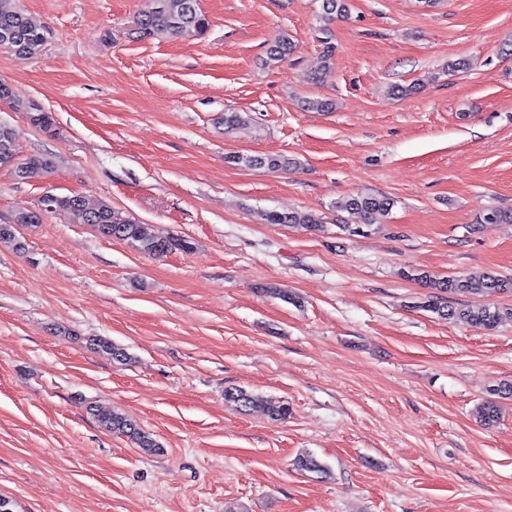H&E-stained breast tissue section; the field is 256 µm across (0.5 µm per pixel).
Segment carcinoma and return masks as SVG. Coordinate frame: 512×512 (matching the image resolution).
<instances>
[{"mask_svg":"<svg viewBox=\"0 0 512 512\" xmlns=\"http://www.w3.org/2000/svg\"><path fill=\"white\" fill-rule=\"evenodd\" d=\"M349 17V0H321L318 42L324 61L322 72L314 77L323 81L332 75V61L336 52L335 36L329 24ZM210 26V20L202 11L199 0H146L131 29V35L138 40L178 38L183 36H201ZM11 32L17 38L18 49L15 57L21 60L34 59L40 55L48 40V31L34 25L19 0H0V33ZM297 45L288 35L278 37L267 49L266 65L279 63L289 57ZM29 122L42 131L55 127L52 113L36 109L27 113ZM17 156L16 138L13 129L6 123H0V166ZM229 163L253 168L265 167L269 170H286L297 164L293 158L284 155H245L230 154L226 156ZM53 161L44 154H32L25 158L21 178L35 181L44 178L52 168ZM53 214L66 218L73 224H91L96 232L108 239L124 241L144 255L162 258L170 252L180 249L192 250V245L173 236H156L147 230L146 225L133 217L115 209L106 201L91 203L78 193L51 194ZM394 206V199L381 193L357 194L343 197L334 202L333 208L346 212L355 223L344 224L341 230L351 235L361 234L362 228H369L378 223L379 218L389 214ZM268 224H289L314 231L321 224L319 217L311 213L298 211H268L263 214ZM482 222L485 224H512V211L491 209L487 211ZM0 243L11 246L18 252L25 250V241L13 224H0ZM420 279L434 294L420 302V307L437 314L440 318L466 322L473 327L492 330L505 319L512 318V308H501L494 304L479 307H452L443 304L441 293L461 295L492 296L495 294H512V277L497 272H486L479 277H435L420 274ZM90 345L99 353L108 356L114 363L127 364L132 357L126 348L112 340L96 336L90 339ZM512 398V381H504L489 390V398L479 408L482 425L494 426L500 419L499 400ZM224 401L234 405L243 412L260 411L273 422L285 421L291 415V408L285 400L275 401L256 395L242 388L224 390ZM99 426L104 430L130 439L136 447L148 455L161 451V445L151 433L138 424L113 411L93 410ZM297 469L328 475L327 468L310 454L300 455L295 459Z\"/></svg>","mask_w":512,"mask_h":512,"instance_id":"1","label":"carcinoma"}]
</instances>
